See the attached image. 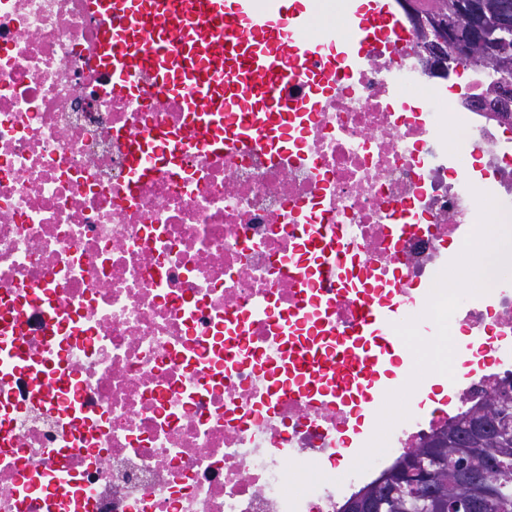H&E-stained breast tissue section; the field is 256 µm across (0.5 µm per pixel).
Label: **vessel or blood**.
<instances>
[{
    "label": "vessel or blood",
    "instance_id": "obj_1",
    "mask_svg": "<svg viewBox=\"0 0 512 512\" xmlns=\"http://www.w3.org/2000/svg\"><path fill=\"white\" fill-rule=\"evenodd\" d=\"M179 16L163 8V0H89L91 10L123 19L122 27L102 25L97 37L105 67L111 68L113 83L123 87L127 72L151 65L160 76L164 93L183 96L189 111L198 113L200 128L215 131L229 125L230 147L246 146L261 134L252 119L237 117L239 102L260 98L282 111L276 87L285 63L309 60L315 39L304 37L307 21L300 10L285 0L276 17L254 19L252 0H177ZM208 19L207 30L192 31L183 58L172 57L161 35L174 25L191 19ZM359 43L393 35L403 37V23L391 9L390 0H361L354 14ZM289 25L292 37H283L282 25ZM386 308L365 298L359 319L350 336L337 341L332 355L336 362L359 373L373 374L398 346L396 338H383L390 323Z\"/></svg>",
    "mask_w": 512,
    "mask_h": 512
}]
</instances>
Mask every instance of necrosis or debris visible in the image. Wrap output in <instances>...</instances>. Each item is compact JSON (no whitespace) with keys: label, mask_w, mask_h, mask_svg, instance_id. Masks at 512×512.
<instances>
[{"label":"necrosis or debris","mask_w":512,"mask_h":512,"mask_svg":"<svg viewBox=\"0 0 512 512\" xmlns=\"http://www.w3.org/2000/svg\"><path fill=\"white\" fill-rule=\"evenodd\" d=\"M99 25L87 0H0V512H340L451 415L408 411L337 480L372 381L285 358L335 345L368 295L400 335L428 318L457 412L512 377V286H437L461 225L512 220L495 77L428 73L410 34L331 81L330 35L281 89L283 148L227 150L187 140L197 117L153 71L114 87Z\"/></svg>","instance_id":"obj_1"}]
</instances>
